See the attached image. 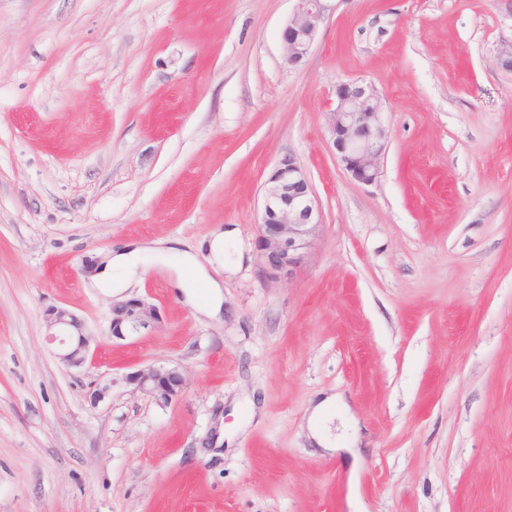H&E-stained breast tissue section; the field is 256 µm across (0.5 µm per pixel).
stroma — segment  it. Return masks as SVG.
<instances>
[{
    "instance_id": "obj_1",
    "label": "stroma",
    "mask_w": 512,
    "mask_h": 512,
    "mask_svg": "<svg viewBox=\"0 0 512 512\" xmlns=\"http://www.w3.org/2000/svg\"><path fill=\"white\" fill-rule=\"evenodd\" d=\"M294 0H0V512H512V18L498 0H330L285 63ZM372 84L388 144L370 185L331 154L337 84ZM321 226L291 277L257 250L285 155ZM236 231L241 264L204 312L147 260L128 287L84 266L132 242ZM160 327L109 338L114 298ZM63 306L82 370L46 336ZM179 365L159 406L88 383ZM328 395L353 452L315 446ZM230 440L200 441L216 413ZM50 338L58 341L57 358L69 369L85 366L90 346L83 321L64 307H51L45 313Z\"/></svg>"
}]
</instances>
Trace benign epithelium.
Segmentation results:
<instances>
[{"mask_svg":"<svg viewBox=\"0 0 512 512\" xmlns=\"http://www.w3.org/2000/svg\"><path fill=\"white\" fill-rule=\"evenodd\" d=\"M327 0H296L281 41L284 59L296 67L308 57L325 20ZM335 106L327 112L329 148L344 170L357 182L374 183L380 175L388 132L382 121V100L373 87L361 80L336 86ZM263 204L258 224V251L263 270L276 279L291 275L305 260L321 220L317 201L305 169L288 154L281 157L263 185ZM51 339L58 342L57 358L69 369L85 366L90 346L83 321L64 307L45 313ZM161 323L159 310L141 299L114 301L111 305L110 337L124 339L149 331ZM186 384L179 365H147L124 375H112L88 391L96 406L112 397L116 387L149 395L167 405Z\"/></svg>","mask_w":512,"mask_h":512,"instance_id":"7a95c632","label":"benign epithelium"}]
</instances>
